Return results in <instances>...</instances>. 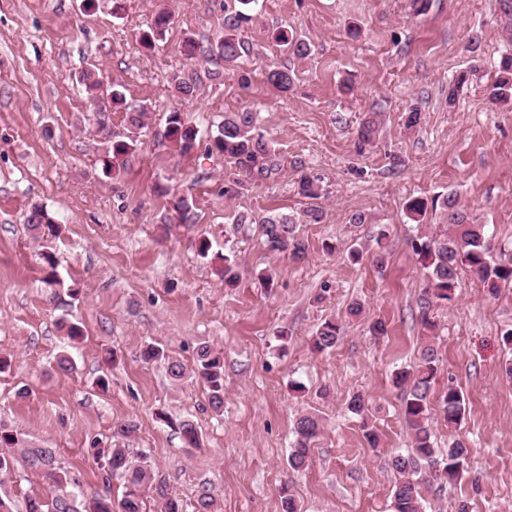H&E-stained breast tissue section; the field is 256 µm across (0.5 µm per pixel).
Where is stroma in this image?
I'll use <instances>...</instances> for the list:
<instances>
[{"label": "stroma", "instance_id": "1", "mask_svg": "<svg viewBox=\"0 0 512 512\" xmlns=\"http://www.w3.org/2000/svg\"><path fill=\"white\" fill-rule=\"evenodd\" d=\"M227 0H0V424L17 431L24 448L56 451L77 481L81 498L110 493L95 448L113 445L147 456L156 474L145 512H158L161 493L193 512L201 493L216 512H280L288 485L301 512H390L395 473L391 458L409 436L396 370L417 365L422 342L417 300L424 271L408 245L443 218L410 221L407 199L455 194L470 217L487 227L495 246L512 248V105L489 101L500 57L512 49L498 0H431L414 14L410 0H259L238 30L251 71L249 91L236 68L187 60L186 38L214 42L224 34ZM172 23L155 49L138 37L159 10ZM288 29L308 45L303 55L273 39ZM291 70L282 92L269 85V66ZM96 68L103 93L120 86L130 107L150 117L131 155L101 171L104 135L95 105L79 83ZM197 72L194 98L174 99V75ZM466 74L456 104L448 85ZM179 107L198 132L195 149L179 155L164 138L165 115ZM249 109L277 162L269 179L245 181L224 195L235 165L207 145L225 113ZM418 110L421 124L406 128ZM378 113L382 134L359 156L353 142L365 113ZM401 165H393L392 156ZM318 178L323 212L317 224L298 225L308 244L304 261L270 253L256 222L240 214L301 215L309 202L295 193L299 172ZM195 222L170 218L179 198ZM59 225L54 239L60 285L43 281L41 240L26 226L33 206ZM363 223H353V215ZM212 249L197 252L200 238ZM336 243L335 252L324 249ZM386 245L377 268L373 255ZM363 257L351 262L349 248ZM232 254L241 278L225 287L214 272ZM272 275L265 284L264 275ZM359 301L363 312L348 317ZM439 387L456 386L465 400L458 429L435 420V445L464 439L468 472L453 485H422L425 512H512V379L502 367L511 353L500 336L512 324V287L490 294L460 273L454 299L434 306ZM342 320L336 347L317 352L313 337L323 320ZM84 332L68 347L61 321ZM383 321L386 335L371 336ZM287 341H280V330ZM224 356V411L214 413L201 383L170 378L145 363L146 344L158 343L192 364L201 343ZM68 352L73 372L55 370ZM107 375L108 389L96 381ZM303 384V391L292 388ZM369 400L381 443L372 448L361 419L346 404L353 393ZM320 419L308 467L288 466L293 423ZM199 427L203 444L188 448L177 425ZM132 420L131 437L113 428ZM0 490L17 505L50 501L52 484L16 460Z\"/></svg>", "mask_w": 512, "mask_h": 512}]
</instances>
